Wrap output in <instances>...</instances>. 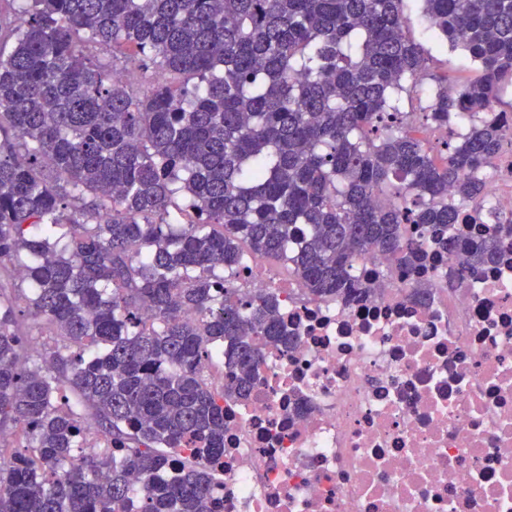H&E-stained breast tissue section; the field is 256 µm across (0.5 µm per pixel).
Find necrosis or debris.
I'll return each instance as SVG.
<instances>
[{
  "label": "necrosis or debris",
  "mask_w": 512,
  "mask_h": 512,
  "mask_svg": "<svg viewBox=\"0 0 512 512\" xmlns=\"http://www.w3.org/2000/svg\"><path fill=\"white\" fill-rule=\"evenodd\" d=\"M502 126L485 195L453 227L465 247L509 242L495 262L449 280L458 257L419 231L413 262L356 264L360 300L312 298L253 262L234 273L241 295L279 294L292 340L224 402L217 512H512V114Z\"/></svg>",
  "instance_id": "4bbe7bcc"
}]
</instances>
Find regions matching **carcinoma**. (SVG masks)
<instances>
[{
  "label": "carcinoma",
  "instance_id": "cac0c4a2",
  "mask_svg": "<svg viewBox=\"0 0 512 512\" xmlns=\"http://www.w3.org/2000/svg\"><path fill=\"white\" fill-rule=\"evenodd\" d=\"M421 3L476 71L451 92L436 79L418 114L400 98L432 56L404 0H0V434L27 431L0 453V512H213L224 398L289 341L276 293L226 279L240 245L310 296L358 298V257L408 263L407 225L448 228L482 198L512 0ZM99 48L159 79L138 94ZM462 116L478 123L460 145L417 135ZM505 247L466 249L464 269ZM18 308L95 349L43 366ZM219 346L239 368L221 393L201 371ZM68 390L122 457L74 458L89 428Z\"/></svg>",
  "mask_w": 512,
  "mask_h": 512
}]
</instances>
